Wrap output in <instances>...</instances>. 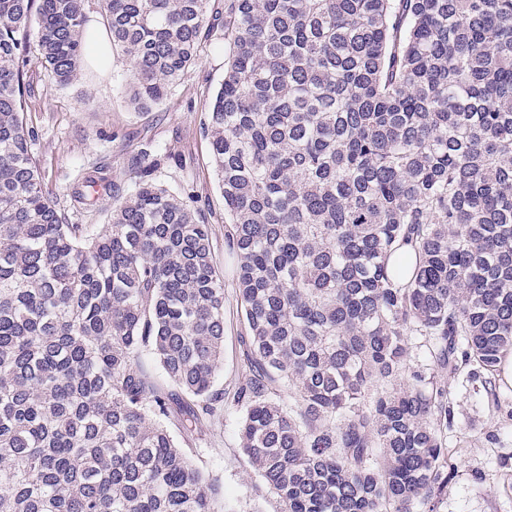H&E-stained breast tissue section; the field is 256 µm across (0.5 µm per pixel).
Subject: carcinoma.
<instances>
[{
  "label": "carcinoma",
  "mask_w": 512,
  "mask_h": 512,
  "mask_svg": "<svg viewBox=\"0 0 512 512\" xmlns=\"http://www.w3.org/2000/svg\"><path fill=\"white\" fill-rule=\"evenodd\" d=\"M84 2L0 0V512H218L172 429L230 409L280 512H436L439 375L505 410L512 0H98L144 112L224 31L202 132L246 331L228 393L211 228L151 178L152 150L125 196L85 177L113 199L100 228L44 187L24 65L78 79Z\"/></svg>",
  "instance_id": "carcinoma-1"
}]
</instances>
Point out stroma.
I'll list each match as a JSON object with an SVG mask.
<instances>
[{"mask_svg":"<svg viewBox=\"0 0 512 512\" xmlns=\"http://www.w3.org/2000/svg\"><path fill=\"white\" fill-rule=\"evenodd\" d=\"M31 99L27 124L35 131L33 154L57 209L70 224H106L112 200L93 207L74 205L71 192L93 167L108 166L122 192L134 185V163L145 146L162 157L152 171L155 182L187 201L212 229L214 261L224 277V361L218 385L232 389L244 376V326L234 288L235 259L224 247V198L210 162V144L201 130L207 107L224 80V37L212 32L201 42L191 78L175 84L152 111L135 110L128 100V64L113 52L106 69L83 62L81 75L58 86L37 58L26 65ZM454 426L448 434L454 477L437 512H512V491L500 458L512 456V420L489 412L483 396L465 377L449 379ZM497 445L485 444L486 432ZM238 415L226 412L203 427L202 437L184 436L182 448L203 473L216 480L237 512H276L270 495L257 491V478L239 447Z\"/></svg>","mask_w":512,"mask_h":512,"instance_id":"stroma-1","label":"stroma"}]
</instances>
